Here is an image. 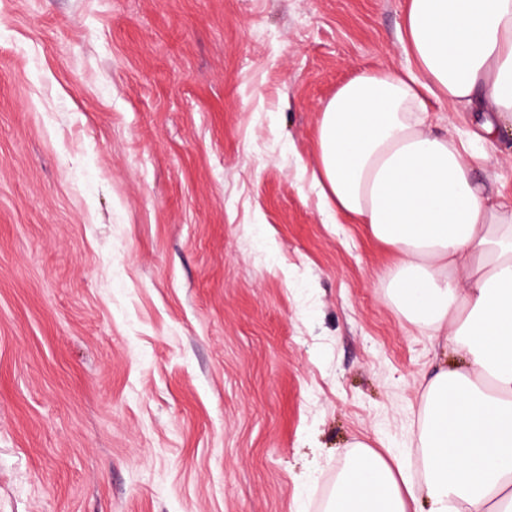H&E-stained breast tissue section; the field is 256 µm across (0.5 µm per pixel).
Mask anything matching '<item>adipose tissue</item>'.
Here are the masks:
<instances>
[{
    "instance_id": "obj_1",
    "label": "adipose tissue",
    "mask_w": 512,
    "mask_h": 512,
    "mask_svg": "<svg viewBox=\"0 0 512 512\" xmlns=\"http://www.w3.org/2000/svg\"><path fill=\"white\" fill-rule=\"evenodd\" d=\"M404 52L323 105L314 177L395 254V308L458 361L425 384L418 474L355 444L325 512H512V197L469 164L512 138V0H408ZM431 98L461 125L435 131Z\"/></svg>"
}]
</instances>
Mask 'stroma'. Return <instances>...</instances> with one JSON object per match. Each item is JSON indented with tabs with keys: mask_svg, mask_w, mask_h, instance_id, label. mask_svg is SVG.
Returning <instances> with one entry per match:
<instances>
[{
	"mask_svg": "<svg viewBox=\"0 0 512 512\" xmlns=\"http://www.w3.org/2000/svg\"><path fill=\"white\" fill-rule=\"evenodd\" d=\"M406 3L0 0V512H324L353 443L413 464L440 349L311 180Z\"/></svg>",
	"mask_w": 512,
	"mask_h": 512,
	"instance_id": "obj_1",
	"label": "stroma"
}]
</instances>
